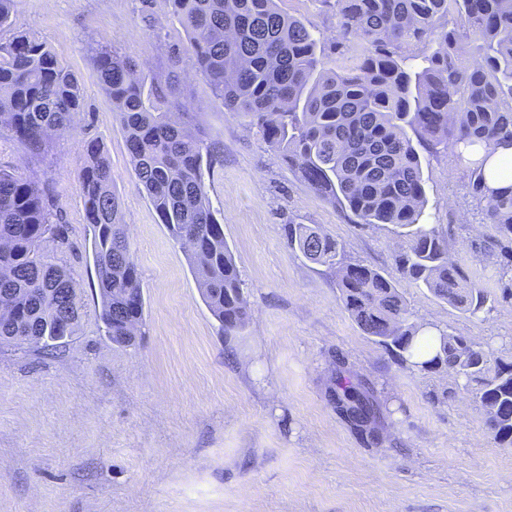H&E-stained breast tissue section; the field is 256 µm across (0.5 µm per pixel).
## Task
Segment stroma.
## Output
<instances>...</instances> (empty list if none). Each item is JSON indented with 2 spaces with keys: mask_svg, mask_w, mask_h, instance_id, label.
Listing matches in <instances>:
<instances>
[{
  "mask_svg": "<svg viewBox=\"0 0 512 512\" xmlns=\"http://www.w3.org/2000/svg\"><path fill=\"white\" fill-rule=\"evenodd\" d=\"M17 30L45 41L77 75L85 109L54 135L43 162L0 136V164L54 193L68 226L63 258L80 318L47 350L0 346V512H512V447L490 433L472 395L444 371L399 365L343 309L336 279L288 245L286 227H319L346 257L396 276L403 238L317 197L206 80L182 64V99L221 142L206 184L250 308L224 336L184 246L136 180L112 103L87 53L113 44L144 74L186 35L166 0H16ZM97 139L112 165L144 297L142 335L118 347L100 298L77 176ZM423 223L448 234L464 273L499 291L493 235L447 153L424 154ZM419 323L512 357V301L471 317L403 284ZM369 386L384 418L379 444L329 400L336 379Z\"/></svg>",
  "mask_w": 512,
  "mask_h": 512,
  "instance_id": "1",
  "label": "stroma"
}]
</instances>
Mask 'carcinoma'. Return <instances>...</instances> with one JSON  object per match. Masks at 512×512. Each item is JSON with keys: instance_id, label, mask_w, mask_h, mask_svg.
<instances>
[{"instance_id": "carcinoma-1", "label": "carcinoma", "mask_w": 512, "mask_h": 512, "mask_svg": "<svg viewBox=\"0 0 512 512\" xmlns=\"http://www.w3.org/2000/svg\"><path fill=\"white\" fill-rule=\"evenodd\" d=\"M187 43L168 57L167 75L145 76L109 43L89 46L102 89L117 112L138 183L169 235L190 246L203 300L224 335L249 319L239 271L205 175L219 141L193 127L180 100L182 58L203 76L226 112L257 129L318 197L358 224H387L408 238L396 256L403 279L476 316L495 304L448 249L426 206L418 148L449 153L469 176L470 195L496 235L487 249L506 259L501 296L512 300V185L487 186L485 168L512 147V0H316L336 15L327 38L276 0H167ZM15 0H0V134L38 160L49 136L68 130L84 101L79 81L48 45L13 28ZM352 49L338 69L325 52ZM78 187L91 227L92 258L105 335L133 346L143 323L135 265L104 146L85 142ZM288 244L336 275L340 301L367 336L400 363L455 374L480 403L495 440L512 445V361L444 330L435 355L411 362L423 326L399 283L347 259L337 242L307 224L287 227ZM68 246L67 225L44 184L0 167V343L48 348L72 336L80 318L75 283L44 244ZM351 426L377 408L350 382L332 389Z\"/></svg>"}]
</instances>
